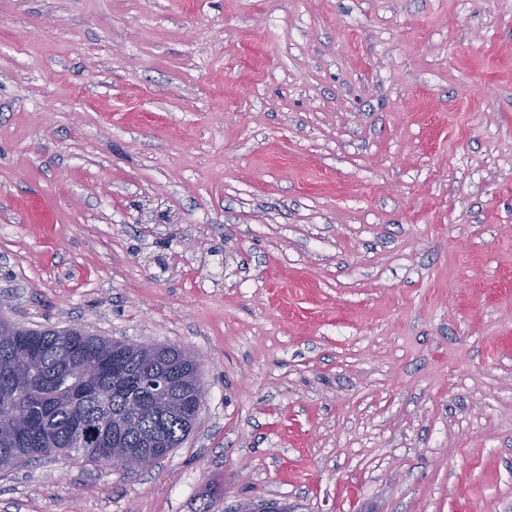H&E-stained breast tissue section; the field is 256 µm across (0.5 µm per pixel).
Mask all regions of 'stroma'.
Returning <instances> with one entry per match:
<instances>
[{
	"mask_svg": "<svg viewBox=\"0 0 512 512\" xmlns=\"http://www.w3.org/2000/svg\"><path fill=\"white\" fill-rule=\"evenodd\" d=\"M0 314L206 387L0 512H512V0H0Z\"/></svg>",
	"mask_w": 512,
	"mask_h": 512,
	"instance_id": "1",
	"label": "stroma"
}]
</instances>
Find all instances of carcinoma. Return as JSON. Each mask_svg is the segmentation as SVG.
Wrapping results in <instances>:
<instances>
[{
    "instance_id": "cac0c4a2",
    "label": "carcinoma",
    "mask_w": 512,
    "mask_h": 512,
    "mask_svg": "<svg viewBox=\"0 0 512 512\" xmlns=\"http://www.w3.org/2000/svg\"><path fill=\"white\" fill-rule=\"evenodd\" d=\"M168 375L165 397L144 374ZM198 362L168 345L112 351L77 327L32 329L0 318V469L74 455L134 468L139 453L178 447L192 431Z\"/></svg>"
}]
</instances>
